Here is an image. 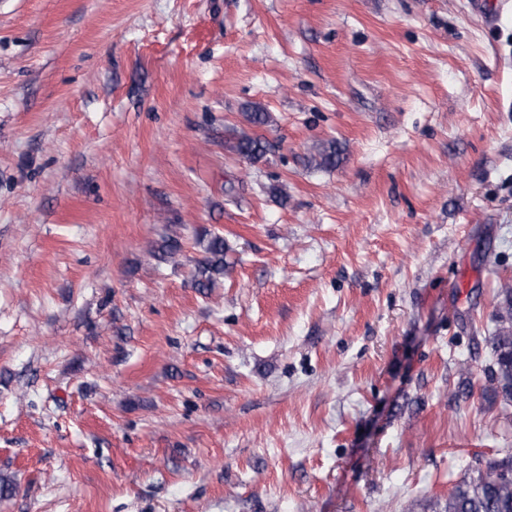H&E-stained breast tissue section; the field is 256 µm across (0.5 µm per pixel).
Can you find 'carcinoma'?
Wrapping results in <instances>:
<instances>
[{"label":"carcinoma","instance_id":"cac0c4a2","mask_svg":"<svg viewBox=\"0 0 512 512\" xmlns=\"http://www.w3.org/2000/svg\"><path fill=\"white\" fill-rule=\"evenodd\" d=\"M231 149L247 160H258L266 153V146L258 135L242 133L235 138ZM342 161V149L330 142L323 146L318 155L311 157L308 163L316 168L331 169ZM203 256L195 267V285L200 291L212 287L228 273L230 263L226 256L229 247L224 236L205 231L199 238ZM178 240L167 237L156 243L150 250L151 256L160 264L175 261L180 252ZM499 327L491 344L493 365L490 368V380L497 385L498 393L504 401L512 400V284L504 282L497 291ZM512 468V457L489 463L477 476L454 487L448 494L444 512H512V480L500 478L496 470Z\"/></svg>","mask_w":512,"mask_h":512}]
</instances>
